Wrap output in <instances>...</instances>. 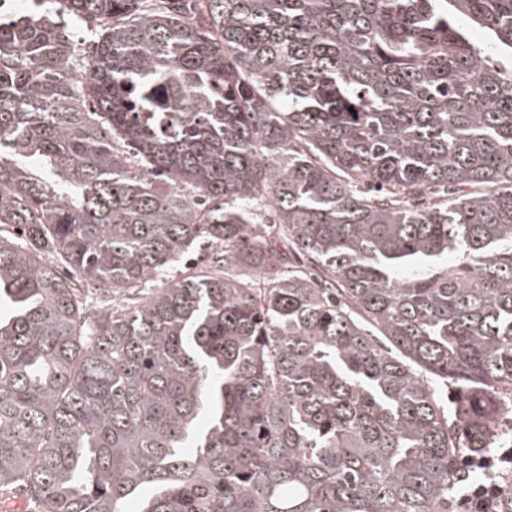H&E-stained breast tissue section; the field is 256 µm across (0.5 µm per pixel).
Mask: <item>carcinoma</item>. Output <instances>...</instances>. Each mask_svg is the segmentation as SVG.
I'll return each mask as SVG.
<instances>
[{
	"label": "carcinoma",
	"instance_id": "1",
	"mask_svg": "<svg viewBox=\"0 0 512 512\" xmlns=\"http://www.w3.org/2000/svg\"><path fill=\"white\" fill-rule=\"evenodd\" d=\"M50 2L95 39L0 23V505L448 512L512 402V0Z\"/></svg>",
	"mask_w": 512,
	"mask_h": 512
}]
</instances>
